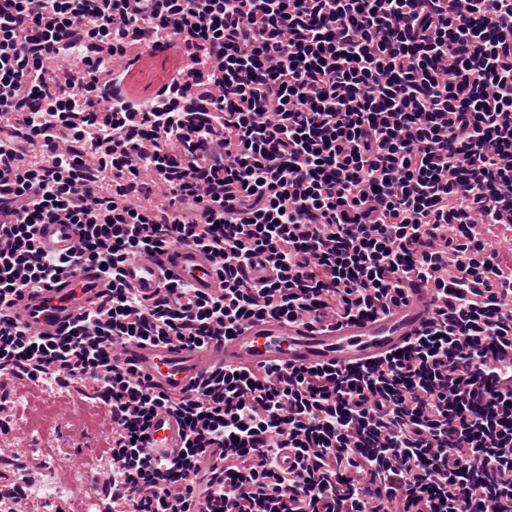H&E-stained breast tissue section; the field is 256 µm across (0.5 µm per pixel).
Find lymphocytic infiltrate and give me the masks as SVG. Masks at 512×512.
Wrapping results in <instances>:
<instances>
[{
  "mask_svg": "<svg viewBox=\"0 0 512 512\" xmlns=\"http://www.w3.org/2000/svg\"><path fill=\"white\" fill-rule=\"evenodd\" d=\"M167 32L191 63L162 109L116 104L102 54ZM0 115V372L94 384L125 512H512V0H0ZM178 245L217 292L125 282ZM87 267L95 308L17 320ZM420 286L429 327L366 366H222L175 399L124 356L267 316L325 331ZM162 408L185 435L159 460ZM73 241V226L70 224H45L40 235V245L47 251L66 252Z\"/></svg>",
  "mask_w": 512,
  "mask_h": 512,
  "instance_id": "lymphocytic-infiltrate-1",
  "label": "lymphocytic infiltrate"
}]
</instances>
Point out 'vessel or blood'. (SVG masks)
Segmentation results:
<instances>
[{
	"label": "vessel or blood",
	"mask_w": 512,
	"mask_h": 512,
	"mask_svg": "<svg viewBox=\"0 0 512 512\" xmlns=\"http://www.w3.org/2000/svg\"><path fill=\"white\" fill-rule=\"evenodd\" d=\"M69 224L44 225L40 245L44 250L64 252L73 244ZM168 268L201 292H215L218 278L211 261L194 248L178 246L164 259L141 256L124 268L127 283L140 294L152 297L160 288L159 270ZM101 290V279L92 269L48 289L28 292L16 309L17 318L39 330L57 329L87 310ZM433 302L426 290H419L405 306L386 318L366 319L342 329L320 332L295 323L268 319L249 325L240 336L224 344L199 350L175 344L158 347L131 345L129 358L142 374L166 394L178 397L195 386L208 372L224 364L312 365L336 362L361 364L400 346L430 319ZM27 380L14 375L0 376V423L13 415L10 397L27 387ZM182 430L171 413L158 410L149 428V446L156 458H168L179 449Z\"/></svg>",
	"instance_id": "b4317fda"
}]
</instances>
